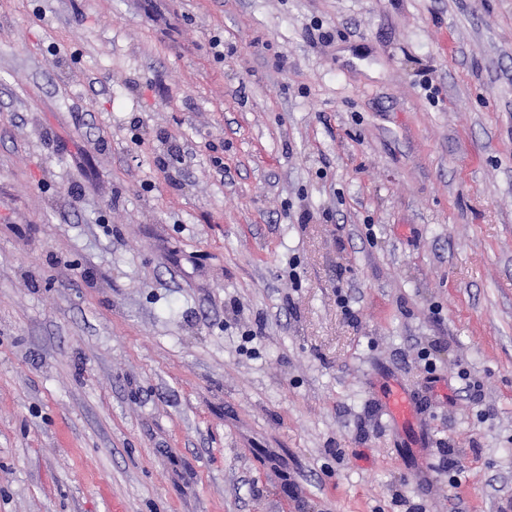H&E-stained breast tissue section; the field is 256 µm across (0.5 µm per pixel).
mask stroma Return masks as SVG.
Wrapping results in <instances>:
<instances>
[{
	"instance_id": "1",
	"label": "stroma",
	"mask_w": 512,
	"mask_h": 512,
	"mask_svg": "<svg viewBox=\"0 0 512 512\" xmlns=\"http://www.w3.org/2000/svg\"><path fill=\"white\" fill-rule=\"evenodd\" d=\"M0 512H512V0H0ZM384 399L389 416L406 430L411 429L416 409L411 399L399 388L388 387Z\"/></svg>"
}]
</instances>
